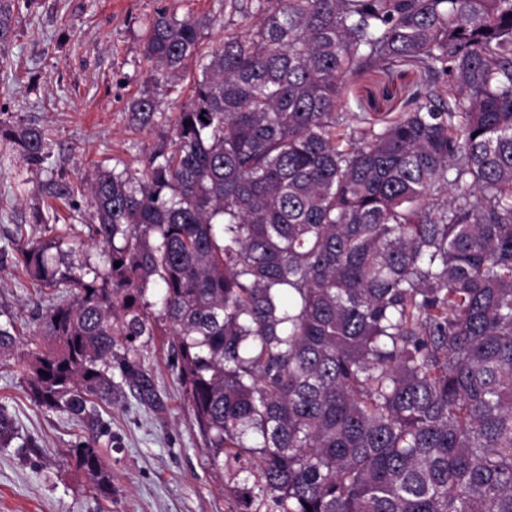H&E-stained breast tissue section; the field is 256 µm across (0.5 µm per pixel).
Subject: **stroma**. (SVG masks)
Segmentation results:
<instances>
[{"label":"stroma","instance_id":"1","mask_svg":"<svg viewBox=\"0 0 512 512\" xmlns=\"http://www.w3.org/2000/svg\"><path fill=\"white\" fill-rule=\"evenodd\" d=\"M160 11L199 19L204 47L224 40V0H15L11 36L0 50V122L47 129L50 157L32 168L0 141V323L12 324L18 337L0 354V407L17 431L0 447V512H246L231 473L208 461L163 337L139 342L161 410L121 386L99 409L107 433L39 406L26 391L31 354L49 344L43 317L67 292L38 287L19 245H47L62 267H103L106 251L92 238L81 181L98 169L144 167L169 143L199 75L192 62L179 86H155L160 118L147 130L129 126L127 106L151 68L145 27ZM89 438L112 465L111 493L93 490L69 455Z\"/></svg>","mask_w":512,"mask_h":512}]
</instances>
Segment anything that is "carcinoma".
I'll return each instance as SVG.
<instances>
[{
    "mask_svg": "<svg viewBox=\"0 0 512 512\" xmlns=\"http://www.w3.org/2000/svg\"><path fill=\"white\" fill-rule=\"evenodd\" d=\"M224 14L241 25L208 51L189 16L148 25V82L200 75L170 145L89 179L107 265L62 272L19 247L40 287L70 292L29 393L95 426L117 369L158 406L135 353L161 320L208 461L254 512H512V0ZM375 69L419 73L399 111L352 110ZM159 112L150 90L127 107L140 129ZM2 139L48 158L38 127ZM14 435L0 409V445ZM70 454L112 491L96 442Z\"/></svg>",
    "mask_w": 512,
    "mask_h": 512,
    "instance_id": "carcinoma-1",
    "label": "carcinoma"
}]
</instances>
